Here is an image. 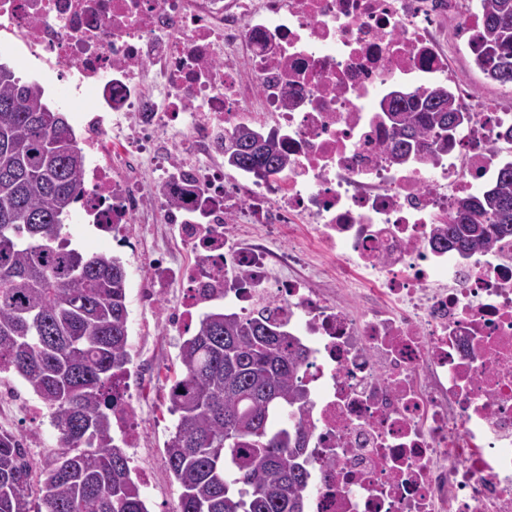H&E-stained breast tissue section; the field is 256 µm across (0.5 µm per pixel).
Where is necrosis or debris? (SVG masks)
Instances as JSON below:
<instances>
[{"label": "necrosis or debris", "instance_id": "1", "mask_svg": "<svg viewBox=\"0 0 512 512\" xmlns=\"http://www.w3.org/2000/svg\"><path fill=\"white\" fill-rule=\"evenodd\" d=\"M481 23V0H0L14 57L88 101L81 218L177 228L144 259L192 287L170 324L221 301L309 348L308 512H512V238L437 240L512 156V106L450 62L447 32ZM398 90L451 92L470 122L396 161ZM241 126L287 166L209 164Z\"/></svg>", "mask_w": 512, "mask_h": 512}]
</instances>
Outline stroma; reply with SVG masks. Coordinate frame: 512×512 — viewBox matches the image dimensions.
<instances>
[{"mask_svg": "<svg viewBox=\"0 0 512 512\" xmlns=\"http://www.w3.org/2000/svg\"><path fill=\"white\" fill-rule=\"evenodd\" d=\"M65 230L88 251H106L121 258L127 273V308L131 363L126 381L139 427V447L129 449L133 474L149 472L152 480L143 491L148 512H175L179 488L164 458V442L173 426L168 411L166 381L179 370L178 345L182 331L168 328L166 315L182 305L185 284L172 280L159 291L155 303H145L142 290L147 276L142 255L162 238L174 235L166 224H131L123 239L103 240L95 225L67 220ZM0 431L20 433L29 457L41 463L57 446L51 413L18 377L0 376Z\"/></svg>", "mask_w": 512, "mask_h": 512, "instance_id": "stroma-1", "label": "stroma"}]
</instances>
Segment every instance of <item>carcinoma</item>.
I'll return each mask as SVG.
<instances>
[{"label": "carcinoma", "mask_w": 512, "mask_h": 512, "mask_svg": "<svg viewBox=\"0 0 512 512\" xmlns=\"http://www.w3.org/2000/svg\"><path fill=\"white\" fill-rule=\"evenodd\" d=\"M477 65L512 83V0H483ZM0 79V375L21 378L52 411L54 449L33 483L21 439L0 433V512H148L130 457L112 435V382L126 374L127 272L106 251L62 235L83 194L85 156L42 88L5 66ZM394 158L444 139L461 111L447 92L392 94ZM241 126L224 162L260 177L285 167L272 133ZM442 235L460 251L512 236V165L499 183L461 198ZM309 356L287 325L262 312L213 308L179 345L170 381L176 417L164 454L180 493L175 512H306L311 435L300 383Z\"/></svg>", "instance_id": "carcinoma-1"}]
</instances>
